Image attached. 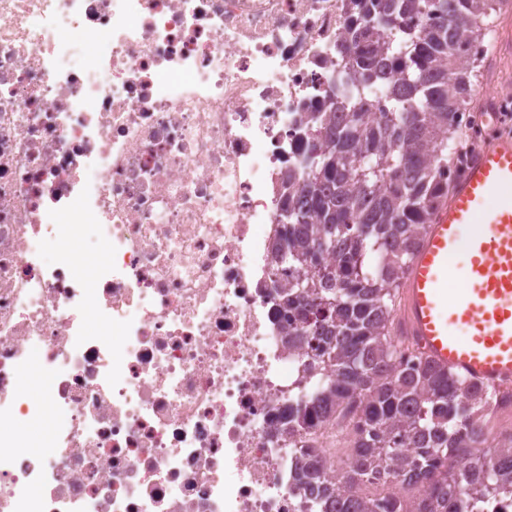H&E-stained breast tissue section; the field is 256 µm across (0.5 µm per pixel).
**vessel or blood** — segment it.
<instances>
[{
	"label": "vessel or blood",
	"mask_w": 512,
	"mask_h": 512,
	"mask_svg": "<svg viewBox=\"0 0 512 512\" xmlns=\"http://www.w3.org/2000/svg\"><path fill=\"white\" fill-rule=\"evenodd\" d=\"M461 250L464 284L452 289ZM399 322L439 367L491 387L512 381V134L473 152L437 204L402 282Z\"/></svg>",
	"instance_id": "b4317fda"
}]
</instances>
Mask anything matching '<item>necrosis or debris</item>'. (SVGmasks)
Instances as JSON below:
<instances>
[{
    "label": "necrosis or debris",
    "instance_id": "necrosis-or-debris-1",
    "mask_svg": "<svg viewBox=\"0 0 512 512\" xmlns=\"http://www.w3.org/2000/svg\"><path fill=\"white\" fill-rule=\"evenodd\" d=\"M356 18L353 0H0V512H304L306 448L343 479L356 415L269 439L306 359L281 343L271 244ZM87 232L110 258L79 278ZM34 370L53 379L37 441Z\"/></svg>",
    "mask_w": 512,
    "mask_h": 512
}]
</instances>
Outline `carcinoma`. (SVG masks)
<instances>
[{"instance_id":"carcinoma-1","label":"carcinoma","mask_w":512,"mask_h":512,"mask_svg":"<svg viewBox=\"0 0 512 512\" xmlns=\"http://www.w3.org/2000/svg\"><path fill=\"white\" fill-rule=\"evenodd\" d=\"M500 0L357 2L361 26L340 98L315 116L299 168H288L286 226L274 260L292 271L277 313L288 349L307 346L292 430L357 405L362 427L344 483L302 453L295 484L319 512H485L512 500V435L486 443L496 395L427 358L401 365L390 335L396 298L436 204L448 196L460 115L478 87ZM389 110L364 109L385 70ZM397 465L410 498L379 496L381 465Z\"/></svg>"}]
</instances>
